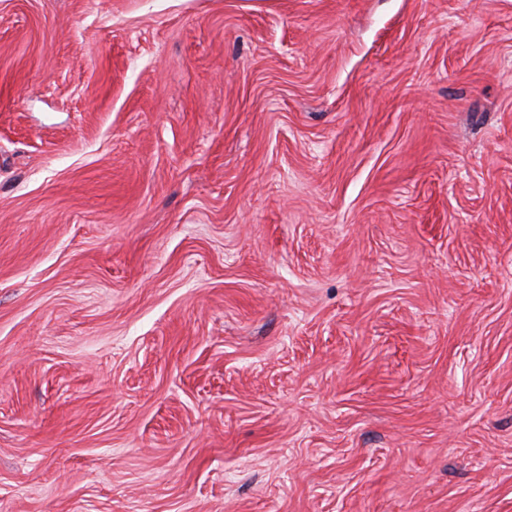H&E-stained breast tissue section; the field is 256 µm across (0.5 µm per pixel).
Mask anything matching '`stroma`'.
<instances>
[{
  "label": "stroma",
  "mask_w": 512,
  "mask_h": 512,
  "mask_svg": "<svg viewBox=\"0 0 512 512\" xmlns=\"http://www.w3.org/2000/svg\"><path fill=\"white\" fill-rule=\"evenodd\" d=\"M0 512H512V0H0Z\"/></svg>",
  "instance_id": "stroma-1"
}]
</instances>
